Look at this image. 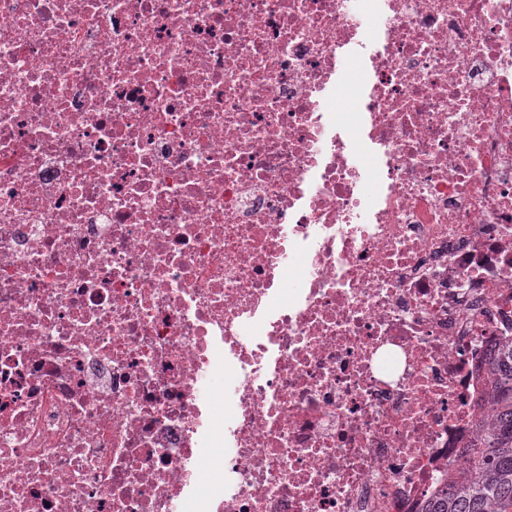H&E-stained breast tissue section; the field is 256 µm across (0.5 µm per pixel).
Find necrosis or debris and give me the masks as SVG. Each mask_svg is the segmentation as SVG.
Masks as SVG:
<instances>
[{"label":"necrosis or debris","mask_w":512,"mask_h":512,"mask_svg":"<svg viewBox=\"0 0 512 512\" xmlns=\"http://www.w3.org/2000/svg\"><path fill=\"white\" fill-rule=\"evenodd\" d=\"M511 339L512 0H0V512H421Z\"/></svg>","instance_id":"4bbe7bcc"}]
</instances>
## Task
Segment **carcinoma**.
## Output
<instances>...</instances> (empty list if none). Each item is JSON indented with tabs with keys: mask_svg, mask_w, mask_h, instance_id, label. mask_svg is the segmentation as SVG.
Wrapping results in <instances>:
<instances>
[{
	"mask_svg": "<svg viewBox=\"0 0 512 512\" xmlns=\"http://www.w3.org/2000/svg\"><path fill=\"white\" fill-rule=\"evenodd\" d=\"M487 415L467 467L448 470L447 487L423 512H512V341L499 345L487 368Z\"/></svg>",
	"mask_w": 512,
	"mask_h": 512,
	"instance_id": "cac0c4a2",
	"label": "carcinoma"
}]
</instances>
